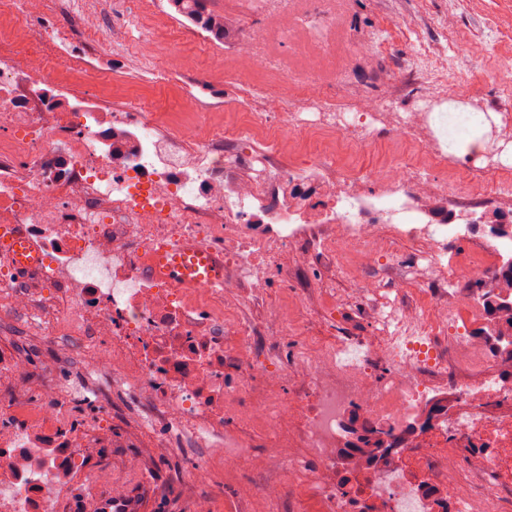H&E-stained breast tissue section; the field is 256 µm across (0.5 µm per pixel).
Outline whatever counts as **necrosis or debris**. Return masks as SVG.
I'll return each mask as SVG.
<instances>
[{"instance_id": "necrosis-or-debris-1", "label": "necrosis or debris", "mask_w": 512, "mask_h": 512, "mask_svg": "<svg viewBox=\"0 0 512 512\" xmlns=\"http://www.w3.org/2000/svg\"><path fill=\"white\" fill-rule=\"evenodd\" d=\"M52 4L51 23L22 34L11 26L15 0H0V230L38 254L34 267L0 271L14 313L44 323L47 335L87 338L93 369L125 380L145 424L162 421L185 447L223 449L225 469L245 457L255 471L278 470L258 490L266 501L279 502L286 476L301 469L312 512H512V386L484 375L488 367L512 372V353L481 336L448 335L449 321L483 319L481 297L499 288L512 238L457 251L483 207L439 223L417 192L427 171L447 167V153L420 145L409 118L382 127L381 99L355 112L323 95L318 122L307 128L283 103L288 88L316 84L308 72L270 85L234 128L204 131L151 109L106 112L88 100L47 99L43 87L131 37L136 22L124 8L105 30L75 0ZM206 38L194 26L165 42L149 28L135 48L151 63ZM68 42L81 51L58 54L48 69L24 50ZM291 130L316 144L311 168L277 164ZM259 136L262 156L224 148ZM359 170L373 192L357 188ZM382 226L427 244L428 267L468 277L471 287L449 289L444 307L413 292L418 316L391 308L381 335L330 345L308 338L291 368L259 373L253 332L226 314V296L246 302L269 287L283 274L280 257L306 238L320 241L329 267L349 273L388 251ZM181 241L231 261L221 286L177 287L150 274L153 250ZM39 284L53 291L49 322L32 301ZM29 376L24 362L0 353V512H64L61 482L88 436L62 427L67 393L59 386L44 385L32 401L13 395ZM434 401L444 412L409 430ZM352 413L391 434L394 446L377 463L344 455ZM242 422L263 429L258 450L241 438ZM103 486L111 489L105 503ZM82 490L85 512H112L126 498L106 468L87 475Z\"/></svg>"}]
</instances>
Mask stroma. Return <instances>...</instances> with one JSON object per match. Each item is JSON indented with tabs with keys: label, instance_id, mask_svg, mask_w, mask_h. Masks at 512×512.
<instances>
[{
	"label": "stroma",
	"instance_id": "35a3bbf8",
	"mask_svg": "<svg viewBox=\"0 0 512 512\" xmlns=\"http://www.w3.org/2000/svg\"><path fill=\"white\" fill-rule=\"evenodd\" d=\"M208 9L222 13L230 35L224 41L226 50H233L238 41L250 37L255 29L268 26L277 5L270 0L267 8H258L254 0H206ZM512 19V0H337L336 29L358 35H373L385 25L401 27L402 39L394 41L384 54L355 58L344 49H337L328 58L310 52L304 43L285 48L289 68L328 75L345 70L350 80L338 89L340 99H362L365 96H389L396 111L415 115V127L420 139L431 147L442 146L440 131L415 113L420 95L434 96L448 103L450 83H457L463 105L480 104L489 115H497L512 97L501 81L490 76L476 80L475 74L491 62L493 43L486 28L487 19ZM480 47L479 55L459 58L449 70L447 80L420 84L413 71L416 51L426 50L431 56L448 57L455 33ZM211 57L187 48L175 55H163L153 64H145L126 44L112 45L101 57L88 61L87 76L63 83L67 97L91 91L104 108L114 106H149L173 113L176 118H190L208 126L221 122L228 111H240L235 98L233 81L217 76L209 81L194 82V75L210 70ZM315 240H303L292 246L281 264L290 276L289 282L274 281L270 288L248 304L227 298L239 322L250 324L264 319L270 308L291 324L286 345L258 348V360L263 368L273 370L286 365L293 343L315 336L328 339L330 323L344 326L355 336L378 333L375 318L388 311L390 305L404 304L398 285L427 288L440 304L448 302V273L444 270H422L414 256L423 254L424 243L394 238V253L406 256V263L392 264L382 257L364 267L363 275L381 280L379 295L364 300L347 293L342 274L331 272L324 265L309 266L308 252L318 249ZM0 350H5L27 362L31 367L29 383L18 388L19 399L38 397L41 388L62 381L89 391L104 379L91 372L90 350L82 341L50 342L42 327L18 319L0 296ZM105 401L121 410L122 415L110 420H98L93 407L72 403L66 424L86 429L89 448L79 467L64 481L62 491L67 512H83L81 483L84 476L97 469L108 468L113 479L128 488L133 512H193L196 496L206 494L213 501L212 512H289L287 502L271 503L259 496L232 503L228 492L240 486H255L261 476L247 463H239L232 471L225 470L224 456L219 449L203 445L175 448L168 456L155 457L153 450L168 440L164 424L143 425L138 408L133 407L121 379H113ZM208 462L205 478L195 480L189 473L196 460Z\"/></svg>",
	"mask_w": 512,
	"mask_h": 512
}]
</instances>
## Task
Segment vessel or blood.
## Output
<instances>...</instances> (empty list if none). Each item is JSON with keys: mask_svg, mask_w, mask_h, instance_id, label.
<instances>
[{"mask_svg": "<svg viewBox=\"0 0 512 512\" xmlns=\"http://www.w3.org/2000/svg\"><path fill=\"white\" fill-rule=\"evenodd\" d=\"M36 260L31 249L21 242H0V261L16 267L32 265ZM152 273L176 285H217L224 272L211 254L198 245L188 243L180 247H159L153 256Z\"/></svg>", "mask_w": 512, "mask_h": 512, "instance_id": "b4317fda", "label": "vessel or blood"}]
</instances>
